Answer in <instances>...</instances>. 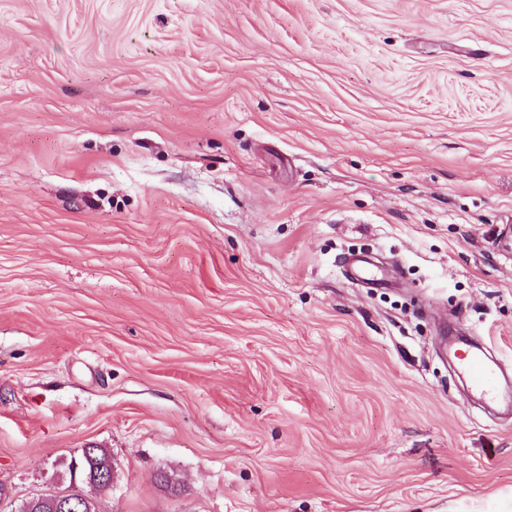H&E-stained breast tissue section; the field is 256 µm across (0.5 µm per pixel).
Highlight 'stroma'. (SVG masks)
I'll use <instances>...</instances> for the list:
<instances>
[{
    "label": "stroma",
    "mask_w": 512,
    "mask_h": 512,
    "mask_svg": "<svg viewBox=\"0 0 512 512\" xmlns=\"http://www.w3.org/2000/svg\"><path fill=\"white\" fill-rule=\"evenodd\" d=\"M511 228L512 0H0V512H496ZM465 353L463 357L459 358V364L469 381L471 389L488 399H493L497 379L496 372L486 362L481 353L470 349L465 350ZM90 449V448H88ZM87 454L84 449L79 457H74L68 464V471L70 474V483L73 477H76L78 482L82 484H89L92 480L96 479L98 472V461L112 456L103 448H91ZM77 467L75 473L74 468ZM50 497L40 496L39 500H47L52 506V509L60 511L68 510L69 512L74 511L69 507L71 504H75L77 507H81L82 511H91V499L87 495L85 488L74 481L71 486L63 491L50 492Z\"/></svg>",
    "instance_id": "obj_1"
}]
</instances>
